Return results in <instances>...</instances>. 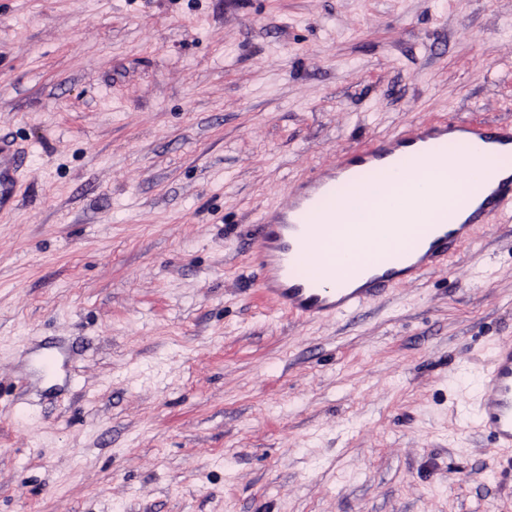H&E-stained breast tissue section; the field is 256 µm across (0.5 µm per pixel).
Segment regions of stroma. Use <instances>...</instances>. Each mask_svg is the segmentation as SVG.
I'll return each mask as SVG.
<instances>
[{"mask_svg": "<svg viewBox=\"0 0 512 512\" xmlns=\"http://www.w3.org/2000/svg\"><path fill=\"white\" fill-rule=\"evenodd\" d=\"M455 117L512 124V0H0V512H512V223L322 319L250 258L314 169ZM477 422L494 448H512V343L498 346L484 375Z\"/></svg>", "mask_w": 512, "mask_h": 512, "instance_id": "35a3bbf8", "label": "stroma"}]
</instances>
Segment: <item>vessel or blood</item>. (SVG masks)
Returning <instances> with one entry per match:
<instances>
[{"instance_id": "vessel-or-blood-1", "label": "vessel or blood", "mask_w": 512, "mask_h": 512, "mask_svg": "<svg viewBox=\"0 0 512 512\" xmlns=\"http://www.w3.org/2000/svg\"><path fill=\"white\" fill-rule=\"evenodd\" d=\"M452 133L475 149L461 172L463 179L493 178L501 155H512L511 124L459 120L421 126L405 136L378 138L343 152L335 166L311 172L289 191L283 207L256 224L252 256L263 271L264 293L306 319L344 315L383 293L396 268L405 265L412 276H422L471 241L478 225L511 221L512 175L496 180L482 202L467 209L465 220L443 210L428 216L415 236L392 224H377L380 243L371 248L363 238L360 195L337 207L339 180L359 185L363 192L392 195L393 182L371 184L367 173L399 157L407 168L424 169ZM360 277L366 285L351 288V281ZM477 422L495 448H512V343L494 351L481 384Z\"/></svg>"}]
</instances>
